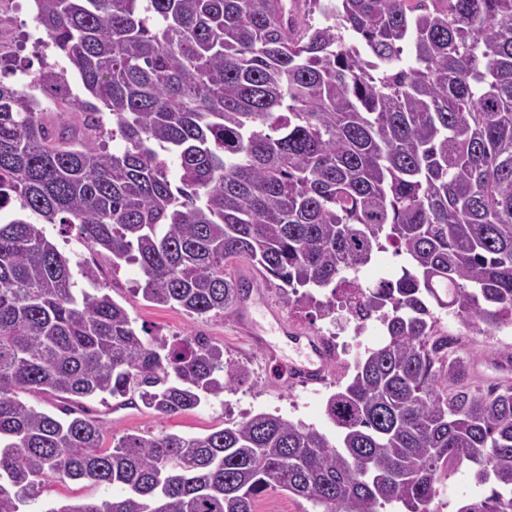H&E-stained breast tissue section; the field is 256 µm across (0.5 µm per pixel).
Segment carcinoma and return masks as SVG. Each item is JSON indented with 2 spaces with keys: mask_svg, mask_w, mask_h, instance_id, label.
Returning a JSON list of instances; mask_svg holds the SVG:
<instances>
[{
  "mask_svg": "<svg viewBox=\"0 0 512 512\" xmlns=\"http://www.w3.org/2000/svg\"><path fill=\"white\" fill-rule=\"evenodd\" d=\"M34 3L68 67L29 86L60 123L0 80V210L17 200L79 225L112 270L138 266L159 307L224 314L248 289L227 267L245 260L289 301L331 289L323 314L372 316L384 336L326 401L337 444L261 412L107 446L83 401L136 393L171 417L246 368L202 337L144 340L97 268L13 213L0 220V512L52 479L123 494L47 512H254L276 490L321 512H434L465 462L487 490L456 512H512V386L473 382L434 317L512 323V0ZM388 245L401 275L363 287L353 274Z\"/></svg>",
  "mask_w": 512,
  "mask_h": 512,
  "instance_id": "obj_1",
  "label": "carcinoma"
}]
</instances>
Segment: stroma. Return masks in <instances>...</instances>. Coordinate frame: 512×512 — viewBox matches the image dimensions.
Returning <instances> with one entry per match:
<instances>
[{
    "mask_svg": "<svg viewBox=\"0 0 512 512\" xmlns=\"http://www.w3.org/2000/svg\"><path fill=\"white\" fill-rule=\"evenodd\" d=\"M45 38L35 21L32 0H9L5 15L0 16V40L10 43L18 66L38 69L43 52L41 43ZM43 230L63 253L81 254L88 263L99 266L101 287L128 311L143 337L201 335L223 347L225 360L248 368V376L239 386L209 397L197 409L172 417H160L140 404L123 406L115 399L105 404L96 399L87 401V409L92 416L105 421L110 435L155 434L163 430L200 435L223 428L226 420L266 412L313 426L331 441H339L340 431L327 419L325 405L330 394L346 383L341 376L340 363H329L321 382L293 381L289 367L298 361L299 352L280 336L273 319L278 313L298 332L321 335L329 321L314 305L286 302L279 289L259 284V276L253 267L243 262L235 264L231 268L232 274L254 283L249 296L255 301L253 317L257 333L252 336L239 327L236 312L232 309L220 317H197L179 308L159 307L146 301L140 291L143 278L138 266L131 264L113 270L106 259L82 244L78 226L66 228L47 224ZM441 324L443 329L457 335V354L474 359L476 373L484 384L507 378V371L498 368L496 362L502 351L512 350V329H489L481 324L467 327L448 313L442 314ZM258 335L276 345L277 357H268L257 346L254 338ZM120 493V488L115 486L54 482L44 488L37 507L39 512H49L53 507Z\"/></svg>",
    "mask_w": 512,
    "mask_h": 512,
    "instance_id": "35a3bbf8",
    "label": "stroma"
}]
</instances>
